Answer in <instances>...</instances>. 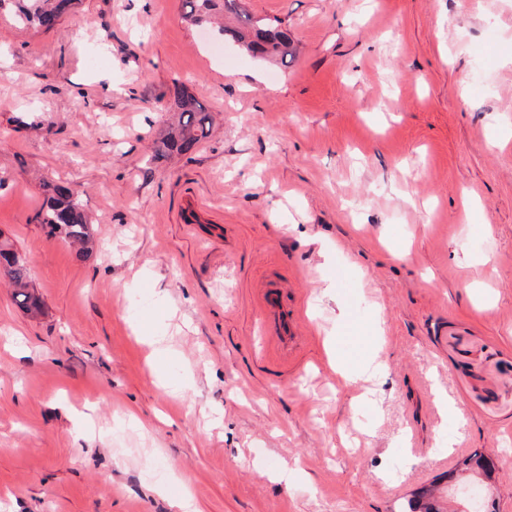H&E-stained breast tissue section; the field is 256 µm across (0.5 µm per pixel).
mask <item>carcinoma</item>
Instances as JSON below:
<instances>
[{
	"instance_id": "carcinoma-1",
	"label": "carcinoma",
	"mask_w": 512,
	"mask_h": 512,
	"mask_svg": "<svg viewBox=\"0 0 512 512\" xmlns=\"http://www.w3.org/2000/svg\"><path fill=\"white\" fill-rule=\"evenodd\" d=\"M75 0H0V14L7 13L24 28L53 29ZM184 18L193 26L220 22L218 32L224 40L236 44L246 54L286 66L298 54V46L279 24L255 16L242 6V0H184ZM175 121L154 141L153 159L192 150L206 138L212 117L198 100L183 92L174 99ZM44 199L37 214L38 223L52 237H61L89 249L91 222L78 196L68 187L43 183ZM0 279L13 288L17 304L30 313L40 311L42 301L30 291L24 260L8 245L0 244ZM402 512H443L438 500L426 492H416L406 501Z\"/></svg>"
}]
</instances>
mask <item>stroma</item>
I'll list each match as a JSON object with an SVG mask.
<instances>
[{
    "instance_id": "stroma-1",
    "label": "stroma",
    "mask_w": 512,
    "mask_h": 512,
    "mask_svg": "<svg viewBox=\"0 0 512 512\" xmlns=\"http://www.w3.org/2000/svg\"><path fill=\"white\" fill-rule=\"evenodd\" d=\"M245 3L288 66L182 0L0 16V242L43 301L0 280V512H400L432 484L464 512L487 485L440 476L476 450L512 512V0ZM180 90L209 135L153 160ZM46 180L89 254L37 223ZM270 285L294 347L263 330ZM368 346L375 385L337 374ZM184 7V18L193 26L220 20L218 32L224 41L236 44L254 58L287 66L298 54L288 29L251 14L242 6V0H184ZM227 17L232 23L226 22Z\"/></svg>"
}]
</instances>
